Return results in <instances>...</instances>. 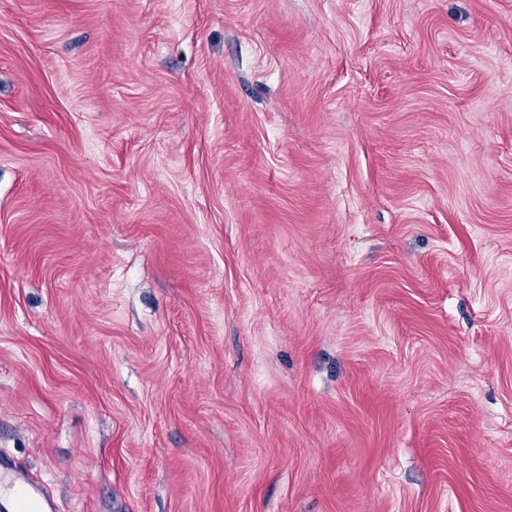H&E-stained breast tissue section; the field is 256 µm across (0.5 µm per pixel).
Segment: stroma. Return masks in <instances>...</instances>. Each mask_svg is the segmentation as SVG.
Here are the masks:
<instances>
[{
	"mask_svg": "<svg viewBox=\"0 0 512 512\" xmlns=\"http://www.w3.org/2000/svg\"><path fill=\"white\" fill-rule=\"evenodd\" d=\"M0 455L512 512V0H0Z\"/></svg>",
	"mask_w": 512,
	"mask_h": 512,
	"instance_id": "35a3bbf8",
	"label": "stroma"
}]
</instances>
